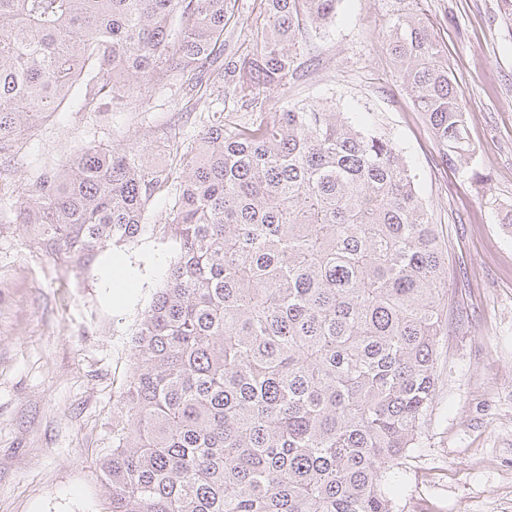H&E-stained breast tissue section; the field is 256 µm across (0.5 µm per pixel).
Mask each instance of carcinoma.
Returning <instances> with one entry per match:
<instances>
[{
  "mask_svg": "<svg viewBox=\"0 0 512 512\" xmlns=\"http://www.w3.org/2000/svg\"><path fill=\"white\" fill-rule=\"evenodd\" d=\"M251 57L217 64L232 0H0V155L78 95L137 102L177 77L202 128L153 152L78 147L13 223L81 262L137 237L173 190L178 244L144 313L99 462L110 512H396L385 491L431 414L448 251L390 138L336 105L224 114L288 84L298 35L338 0H261ZM386 42L443 161L471 157L448 57L412 15Z\"/></svg>",
  "mask_w": 512,
  "mask_h": 512,
  "instance_id": "1",
  "label": "carcinoma"
}]
</instances>
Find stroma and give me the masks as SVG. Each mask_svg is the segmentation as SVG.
<instances>
[{
  "mask_svg": "<svg viewBox=\"0 0 512 512\" xmlns=\"http://www.w3.org/2000/svg\"><path fill=\"white\" fill-rule=\"evenodd\" d=\"M259 6L236 0L220 61L247 60ZM409 13L429 24L461 90L476 148L463 163L442 161L387 52L389 26ZM294 55L296 75L258 111L333 102L391 137L448 250L438 392L389 483L396 510L512 512V0H340ZM196 99L174 79L120 112L68 101L36 121L14 160L0 159V512H107L98 461L112 448L137 328L178 249L164 232L170 192L151 201L133 241L80 263L40 249L10 211L44 165L80 145L194 138ZM116 260L135 283L121 304L108 286Z\"/></svg>",
  "mask_w": 512,
  "mask_h": 512,
  "instance_id": "stroma-1",
  "label": "stroma"
}]
</instances>
